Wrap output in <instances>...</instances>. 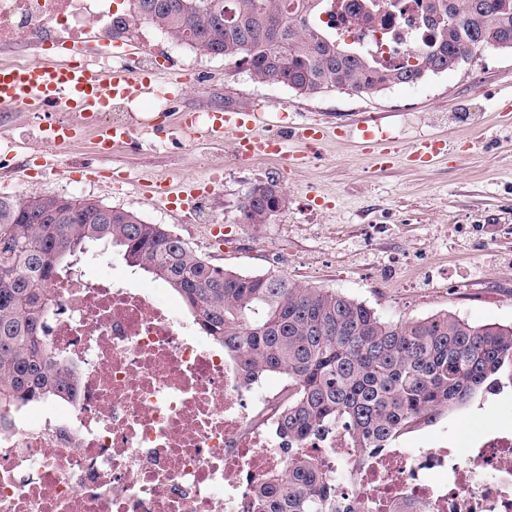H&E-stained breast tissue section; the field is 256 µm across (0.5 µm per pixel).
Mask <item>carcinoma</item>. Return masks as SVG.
Segmentation results:
<instances>
[{
  "label": "carcinoma",
  "instance_id": "1",
  "mask_svg": "<svg viewBox=\"0 0 512 512\" xmlns=\"http://www.w3.org/2000/svg\"><path fill=\"white\" fill-rule=\"evenodd\" d=\"M328 0H129L112 35L156 26L203 56L246 66L252 81L300 95L375 94L454 70L474 53L512 51V0H424L434 37L398 68L375 66L320 19ZM278 184H261L240 219L264 223ZM100 204L29 194L0 196V427L21 408L68 400L78 374L60 365L41 328L54 303L46 281L72 269L89 244L165 282L202 332L237 357L244 382L288 376L295 393L279 433L295 443L338 421L352 432L359 467L442 412L512 389V325L475 324L448 313L405 323L285 274L245 275L198 255L162 224ZM286 470L254 491L253 512H337L330 480L297 449Z\"/></svg>",
  "mask_w": 512,
  "mask_h": 512
}]
</instances>
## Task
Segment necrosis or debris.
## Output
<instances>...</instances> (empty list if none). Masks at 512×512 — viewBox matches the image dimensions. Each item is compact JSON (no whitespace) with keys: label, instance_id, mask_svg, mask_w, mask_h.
<instances>
[{"label":"necrosis or debris","instance_id":"1","mask_svg":"<svg viewBox=\"0 0 512 512\" xmlns=\"http://www.w3.org/2000/svg\"><path fill=\"white\" fill-rule=\"evenodd\" d=\"M336 31L384 66L425 48L423 0H333ZM99 0H0V43L65 34L62 63L112 58L91 47ZM48 348L80 372L65 407L44 401L0 430V512H251L253 491L281 472L274 426L284 391L246 386L238 362L155 289L73 270L49 281ZM336 475L339 512H512V432L434 448L392 445L353 469L351 432L336 423L297 445Z\"/></svg>","mask_w":512,"mask_h":512}]
</instances>
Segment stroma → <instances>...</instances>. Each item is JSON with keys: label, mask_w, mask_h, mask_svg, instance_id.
I'll return each instance as SVG.
<instances>
[{"label": "stroma", "mask_w": 512, "mask_h": 512, "mask_svg": "<svg viewBox=\"0 0 512 512\" xmlns=\"http://www.w3.org/2000/svg\"><path fill=\"white\" fill-rule=\"evenodd\" d=\"M96 45L117 55L140 51L170 56V71H198L178 109L208 112L262 108L279 112L283 124L318 120L326 137L305 165L282 159H239L232 143L210 147L188 143L168 131L141 136L98 153L97 133L84 131L60 165L112 171L115 185L99 179L75 181L47 171L38 183L18 176L28 157L18 153L0 162V195L31 193L97 201L163 224L212 264L244 274L276 272L301 285L335 290L367 304L384 320L407 322L450 313L472 323L512 324V128L500 109L512 100V53L487 50L448 72L412 85H395L375 95L329 90L313 96L284 86L253 82L244 67L173 46L152 25L128 37L112 38L109 19L93 27ZM381 124L394 159L375 166L368 143L355 128ZM44 112H0V149L17 142L43 145ZM438 138L448 153L428 167L407 156L417 140ZM221 180L203 194L208 221L197 210L174 214L155 207L138 183ZM276 181L288 205L269 223L250 227L239 209L252 187ZM224 227L215 246L211 225ZM107 254L118 278L159 289L161 299L181 306L161 280L133 270L117 252L93 245L94 258ZM449 437L465 439L474 430L512 431V392L480 405L442 413Z\"/></svg>", "instance_id": "stroma-1"}]
</instances>
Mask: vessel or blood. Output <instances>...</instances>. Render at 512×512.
<instances>
[{
  "instance_id": "vessel-or-blood-1",
  "label": "vessel or blood",
  "mask_w": 512,
  "mask_h": 512,
  "mask_svg": "<svg viewBox=\"0 0 512 512\" xmlns=\"http://www.w3.org/2000/svg\"><path fill=\"white\" fill-rule=\"evenodd\" d=\"M158 76L142 74L122 67L102 68L89 64L61 66L52 61L27 64L15 69H0V108L22 112H53L57 118L50 124L54 146L66 144L73 122L87 123L102 114L113 98L135 99L151 92ZM169 126L167 113H159L137 124H107L98 129L97 145L109 149L131 140L136 132L150 133ZM180 131L211 141H232L239 158L248 160L278 156L289 163L300 162L291 153L289 142L314 148L324 137L322 127L312 123L291 126L288 133L270 128L264 110H227L208 115L206 126H199L196 115L182 114ZM143 195L167 210L186 209L197 198L196 189L180 190L172 181H150L142 184Z\"/></svg>"
}]
</instances>
